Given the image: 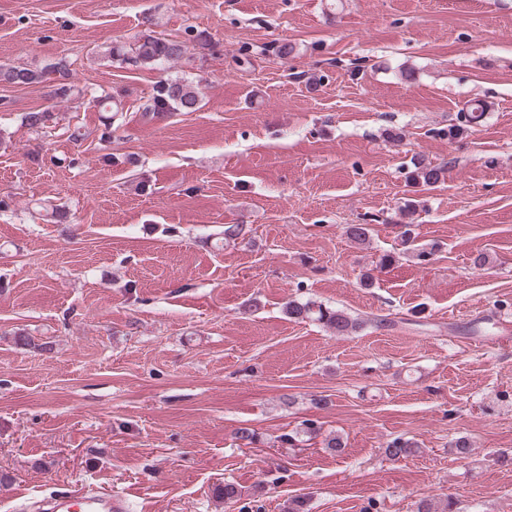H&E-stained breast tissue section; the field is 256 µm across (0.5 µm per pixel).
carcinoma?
I'll return each mask as SVG.
<instances>
[{"label":"carcinoma","instance_id":"obj_1","mask_svg":"<svg viewBox=\"0 0 512 512\" xmlns=\"http://www.w3.org/2000/svg\"><path fill=\"white\" fill-rule=\"evenodd\" d=\"M203 49L212 45L210 37L193 26L184 29L183 35L170 37L156 34H143L136 46L127 49L124 45H112L106 50V57L133 67H162L165 64L182 59L188 52L189 45ZM0 82L13 85L47 84L55 98L66 99L73 92L69 81L67 65L57 63L43 70H31L26 67L0 64ZM201 81L188 78H162L153 88L152 94L142 105V116L155 118L172 112H195L200 101ZM22 122L36 132H44L52 127L54 114L48 109L32 110L25 113ZM474 122L472 113L461 112L457 123L448 126L445 135L453 140L468 130ZM411 168L407 175V184L412 188L434 189L445 183L447 166L426 163L419 159L410 160ZM344 234L354 243L363 244L370 239L372 228L369 224H347L343 227ZM286 313L294 319H312L323 324L338 336L358 332L364 321L351 317L341 309H332L311 301H288ZM321 425L313 420H305L300 427L291 433L280 436V442L292 445L298 441L299 435L315 437L320 434ZM416 443L403 437L390 440L385 448L386 455L393 460L407 458L417 452Z\"/></svg>","mask_w":512,"mask_h":512}]
</instances>
